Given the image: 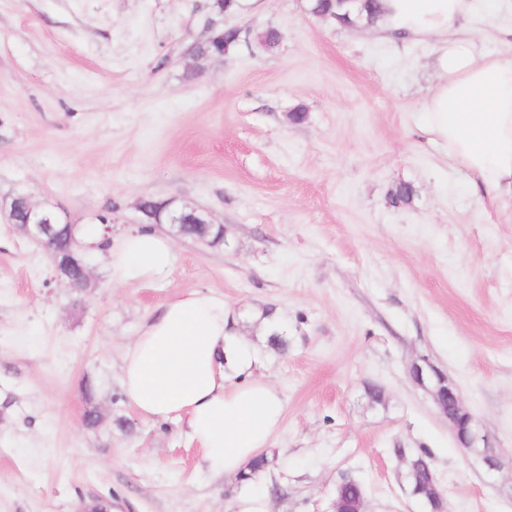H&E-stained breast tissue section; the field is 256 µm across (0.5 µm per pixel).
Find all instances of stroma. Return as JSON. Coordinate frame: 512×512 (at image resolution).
I'll return each instance as SVG.
<instances>
[{
  "instance_id": "stroma-1",
  "label": "stroma",
  "mask_w": 512,
  "mask_h": 512,
  "mask_svg": "<svg viewBox=\"0 0 512 512\" xmlns=\"http://www.w3.org/2000/svg\"><path fill=\"white\" fill-rule=\"evenodd\" d=\"M209 4L0 0V512L93 498L116 512H234L255 491L271 512H332L346 476L366 512H426L401 449L428 452L447 512H512V200L474 189L426 133L431 45L336 26L304 0H242L223 18L239 44L197 58ZM269 28L272 49L256 38ZM471 28L512 55L511 8ZM402 182L416 195L397 209ZM19 194L74 224L107 216L116 241L142 225L147 198L206 211L224 237H175L155 281H113L109 256L90 253L79 298L10 224ZM193 289L224 298L284 400L247 483L211 476L185 421L144 418L121 387L126 346ZM259 309L286 352L253 336ZM423 359L456 386L496 470L413 381ZM82 393L86 403L83 414L85 427L94 430L100 426L102 421L98 419L97 411L99 404L96 402V390L89 380H85L82 383Z\"/></svg>"
}]
</instances>
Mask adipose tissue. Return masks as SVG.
I'll return each mask as SVG.
<instances>
[{
	"label": "adipose tissue",
	"instance_id": "adipose-tissue-1",
	"mask_svg": "<svg viewBox=\"0 0 512 512\" xmlns=\"http://www.w3.org/2000/svg\"><path fill=\"white\" fill-rule=\"evenodd\" d=\"M491 0H383L378 32L432 44L439 80L420 107L432 141L469 181L512 199V57L483 51L467 23ZM122 281L167 274L171 240L147 225L109 248ZM223 298L183 292L127 347L120 381L145 418L185 417L209 470L231 474L258 457L284 412L279 390L253 377L257 350L235 330Z\"/></svg>",
	"mask_w": 512,
	"mask_h": 512
}]
</instances>
